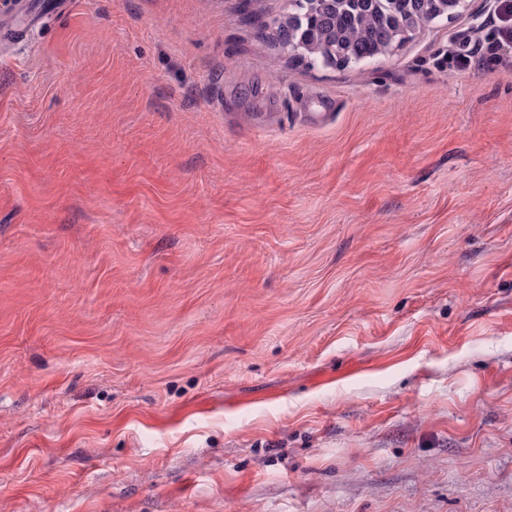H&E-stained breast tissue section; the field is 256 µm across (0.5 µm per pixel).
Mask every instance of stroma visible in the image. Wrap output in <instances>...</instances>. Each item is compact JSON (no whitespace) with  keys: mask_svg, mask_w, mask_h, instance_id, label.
<instances>
[{"mask_svg":"<svg viewBox=\"0 0 512 512\" xmlns=\"http://www.w3.org/2000/svg\"><path fill=\"white\" fill-rule=\"evenodd\" d=\"M512 0L374 63L296 0L0 37V512H512Z\"/></svg>","mask_w":512,"mask_h":512,"instance_id":"35a3bbf8","label":"stroma"}]
</instances>
